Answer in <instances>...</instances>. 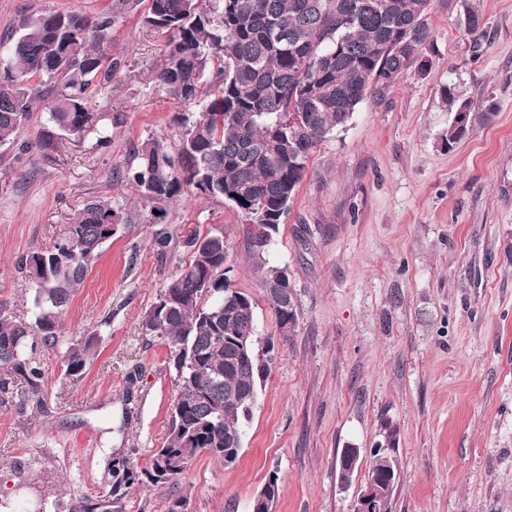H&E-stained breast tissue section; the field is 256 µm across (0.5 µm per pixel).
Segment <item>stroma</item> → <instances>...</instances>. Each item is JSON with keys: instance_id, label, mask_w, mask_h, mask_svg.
Returning <instances> with one entry per match:
<instances>
[{"instance_id": "35a3bbf8", "label": "stroma", "mask_w": 512, "mask_h": 512, "mask_svg": "<svg viewBox=\"0 0 512 512\" xmlns=\"http://www.w3.org/2000/svg\"><path fill=\"white\" fill-rule=\"evenodd\" d=\"M464 1L487 24L476 50L458 25ZM115 3L0 0V38L24 15H97ZM148 5L114 12L103 46L117 67L90 106L119 119L108 148L92 131L61 133L46 151L0 147V298L17 320L33 310L21 256L64 239L95 197L138 214L78 288L61 347L37 352L44 410L20 408L24 385L0 395V512H81L112 489L101 461L143 468L164 444L174 374L145 318L183 268L159 254L158 232L223 231L233 288L255 300L260 333L275 330L242 214L185 190L157 225L152 203L111 181L142 141L176 142L189 111L158 79L167 36L142 25ZM430 23L427 68L368 93L316 148L266 254L288 269L297 325L276 346L237 463L199 457L178 485H135L124 512H166L173 497L185 512H252L274 475V512H353L389 427L392 512H512V0H431ZM448 84L473 111L497 107L452 149ZM90 336L82 375H65V347ZM349 445L360 466L345 485L336 460Z\"/></svg>"}]
</instances>
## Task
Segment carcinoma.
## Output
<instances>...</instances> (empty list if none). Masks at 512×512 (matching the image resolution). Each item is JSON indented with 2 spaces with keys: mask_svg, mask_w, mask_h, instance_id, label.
Segmentation results:
<instances>
[{
  "mask_svg": "<svg viewBox=\"0 0 512 512\" xmlns=\"http://www.w3.org/2000/svg\"><path fill=\"white\" fill-rule=\"evenodd\" d=\"M431 0H150L143 24L167 35L160 82L197 115L179 117L174 149L156 138L135 150L136 163L112 169V180L153 204L158 216L183 189L223 199L249 224H268L264 240L247 236L261 258L279 233L306 162L321 142L346 125L367 93L392 87L433 41ZM112 14L81 11L24 16L0 50L17 74L0 80V146L9 145L31 113H49L36 146L55 145L56 131L112 136L89 108L92 84L112 81V59L102 52ZM459 25L473 44L485 34L483 15L463 5ZM45 75L59 82L52 94L21 82ZM137 215L109 197L89 201L72 219L66 241L31 252L21 261L35 291L34 322L18 321L0 298V392L15 377L26 386L20 406L43 403V369L37 347L61 344L64 316L104 243L128 233ZM172 235L156 236L161 254L184 265L159 289L147 325L169 352L176 394L166 444L141 469L124 456L112 465L108 512H123L127 489L147 478L173 485L206 455L226 465L239 459L258 395L256 302L226 276L223 232L196 233L187 256L170 247ZM263 297L276 326L297 315L293 288L270 291L289 279L288 268L259 264ZM94 339L67 349L66 374L84 370ZM388 454L371 458L368 476L384 492L376 502L391 512L394 489Z\"/></svg>",
  "mask_w": 512,
  "mask_h": 512,
  "instance_id": "carcinoma-1",
  "label": "carcinoma"
}]
</instances>
